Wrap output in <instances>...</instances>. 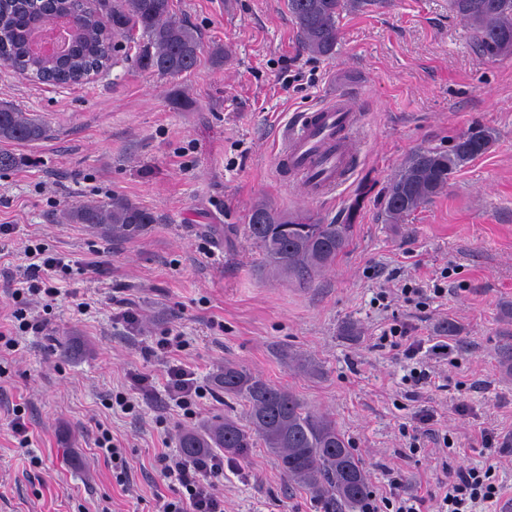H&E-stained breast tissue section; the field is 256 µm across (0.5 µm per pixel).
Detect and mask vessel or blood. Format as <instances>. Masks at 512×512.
Wrapping results in <instances>:
<instances>
[{
    "instance_id": "b4317fda",
    "label": "vessel or blood",
    "mask_w": 512,
    "mask_h": 512,
    "mask_svg": "<svg viewBox=\"0 0 512 512\" xmlns=\"http://www.w3.org/2000/svg\"><path fill=\"white\" fill-rule=\"evenodd\" d=\"M360 121L346 93L328 96L277 132V159L301 180L306 194L334 193L348 177L355 144L350 130Z\"/></svg>"
}]
</instances>
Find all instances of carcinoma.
<instances>
[{
    "label": "carcinoma",
    "mask_w": 512,
    "mask_h": 512,
    "mask_svg": "<svg viewBox=\"0 0 512 512\" xmlns=\"http://www.w3.org/2000/svg\"><path fill=\"white\" fill-rule=\"evenodd\" d=\"M0 0V61L45 83L68 84L83 74L107 66L116 39L134 44L135 65L165 78L191 73L201 53L198 33L177 16L173 0ZM369 0H287L301 44L309 53L330 58L339 38L341 14L367 5ZM450 9L470 25L475 47L486 55L512 52V0H449ZM70 11L85 18L86 35L73 43L68 57L48 67L28 57L27 43L33 24ZM43 121L13 105L0 104V171L14 170L26 159L6 145H26L48 139ZM448 148H418L407 156L383 190L385 222L396 224L428 204L448 185L451 177L485 154L492 132L472 128ZM70 224H85L105 235L131 237L132 225L153 224L152 212L131 200L114 196L107 201L86 200L65 213ZM352 225L324 224L293 212L255 206L248 215V238L262 252L268 268L305 287L349 243ZM216 387L241 401L246 423L232 417L221 423L184 433L179 448L187 458L222 448L244 456L263 443L276 457L282 474L314 496L329 498L354 510L370 493L363 466L335 420L307 411L292 392L226 363L214 377Z\"/></svg>",
    "instance_id": "cac0c4a2"
}]
</instances>
